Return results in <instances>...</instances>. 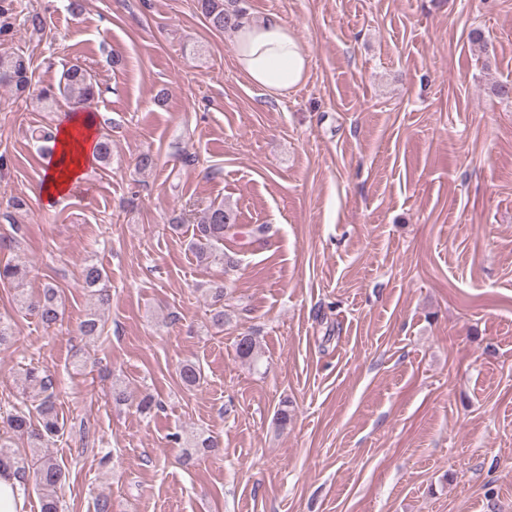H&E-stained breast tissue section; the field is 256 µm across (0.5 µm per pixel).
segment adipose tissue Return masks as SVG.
<instances>
[{
  "label": "adipose tissue",
  "instance_id": "obj_1",
  "mask_svg": "<svg viewBox=\"0 0 512 512\" xmlns=\"http://www.w3.org/2000/svg\"><path fill=\"white\" fill-rule=\"evenodd\" d=\"M239 70L263 93L282 97L307 76L309 58L298 38L277 17L241 18L233 44ZM96 128L76 115L60 127L58 145L64 160L51 169L40 195L46 202L69 192L85 176L93 160Z\"/></svg>",
  "mask_w": 512,
  "mask_h": 512
}]
</instances>
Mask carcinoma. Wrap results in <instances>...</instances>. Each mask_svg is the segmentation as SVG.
Returning a JSON list of instances; mask_svg holds the SVG:
<instances>
[{"label":"carcinoma","instance_id":"obj_1","mask_svg":"<svg viewBox=\"0 0 512 512\" xmlns=\"http://www.w3.org/2000/svg\"><path fill=\"white\" fill-rule=\"evenodd\" d=\"M237 0H198L201 13L209 27L217 32L232 30L238 26V19L243 16V9L229 8ZM33 70L30 60L23 54H0V84L24 92L31 87ZM100 94L99 86L93 77L80 65L72 64L61 76L58 88L46 87L39 92V99L46 110H51L57 98L63 96L76 104L85 105ZM237 216L234 209L221 203L206 208L199 216L194 228V241L191 248L201 262L224 265V272L237 268V253L226 252L217 247L225 239H232L238 234ZM84 283L96 289V306L103 307L110 301L105 289V275L94 263H88L82 271ZM27 277L25 268L7 263L0 265V281L16 284L15 300L34 313L47 327L56 324L61 316L62 297L59 289L52 284L46 285L34 301L29 300L23 288ZM213 305L209 323L210 327L224 330L227 317L224 311V283H213L208 288ZM78 331L86 337L101 335L103 328L99 314L89 311L81 321ZM236 352L244 361H254L258 357L256 342L248 334L238 340ZM179 377L188 389L200 385L202 370L195 362L181 365ZM23 390L30 391V404L15 409L7 416L5 424L12 432L26 441L27 452L20 454L8 441L0 439V470H15L22 477L33 476L35 485L42 490L41 512H60L61 505L56 490L65 480V472L57 459L49 453L48 448L54 439L64 434V425L60 423L56 411V378L35 367L26 369L23 378ZM186 445L197 452H212L218 448L214 438L201 434L186 440Z\"/></svg>","mask_w":512,"mask_h":512}]
</instances>
